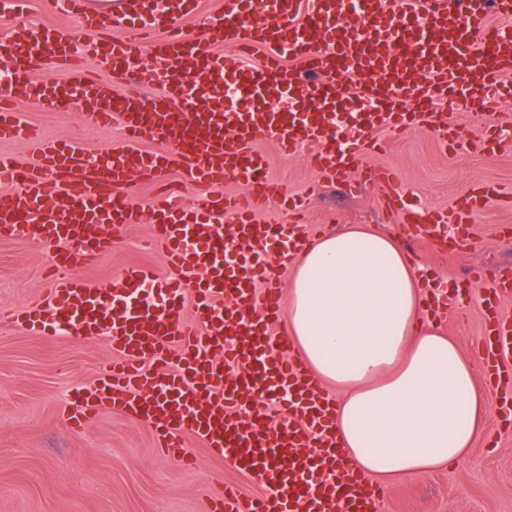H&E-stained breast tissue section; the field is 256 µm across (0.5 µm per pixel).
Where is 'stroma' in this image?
Wrapping results in <instances>:
<instances>
[{"label": "stroma", "instance_id": "obj_1", "mask_svg": "<svg viewBox=\"0 0 512 512\" xmlns=\"http://www.w3.org/2000/svg\"><path fill=\"white\" fill-rule=\"evenodd\" d=\"M0 90L16 97L26 120L46 140L77 135L92 153L126 145L119 128L82 127L80 104L46 112L34 99L21 96L17 85ZM454 111L462 138L495 127L506 138L503 147L452 154L430 130L409 128L395 135L379 131L375 148L364 151L361 164L366 170L396 169L413 197L433 208L450 207L470 184L494 185L498 198L475 217L469 244L457 250L405 239V225L384 208L381 190L367 178L355 185L321 180L309 162V145H301L290 157L271 141L258 149L282 191L293 194L317 185L305 216L308 223L327 231L364 224L400 234L408 256L420 258L439 278L467 283L473 306L449 301L439 322L473 358L483 335L476 301L490 284L468 281V272L475 266L494 273L512 268V236L497 231L498 226L512 225V100L492 115L471 112L462 101ZM150 235L146 223L121 234L112 252L80 268V275L96 285L112 281L130 264L160 268L159 251L144 246ZM51 260L49 249L0 239V306L34 300L48 285ZM109 353L102 340L79 343L0 325V512H204L217 489L212 480L217 472L245 494L257 493L256 484L231 463L210 456L196 439L188 445L199 462L187 469L159 453L146 425L118 413H101L77 432L65 427L60 412L68 394L92 383ZM378 512H512V432L500 431L495 410H488L466 461L384 485Z\"/></svg>", "mask_w": 512, "mask_h": 512}]
</instances>
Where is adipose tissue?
I'll list each match as a JSON object with an SVG mask.
<instances>
[{"label": "adipose tissue", "instance_id": "adipose-tissue-1", "mask_svg": "<svg viewBox=\"0 0 512 512\" xmlns=\"http://www.w3.org/2000/svg\"><path fill=\"white\" fill-rule=\"evenodd\" d=\"M426 306L396 235L351 225L293 259L288 332L315 377L341 392L339 459L373 477L457 465L490 405L460 343L426 323Z\"/></svg>", "mask_w": 512, "mask_h": 512}]
</instances>
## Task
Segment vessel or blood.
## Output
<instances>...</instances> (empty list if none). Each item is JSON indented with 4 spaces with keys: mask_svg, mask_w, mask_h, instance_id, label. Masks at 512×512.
Instances as JSON below:
<instances>
[{
    "mask_svg": "<svg viewBox=\"0 0 512 512\" xmlns=\"http://www.w3.org/2000/svg\"><path fill=\"white\" fill-rule=\"evenodd\" d=\"M161 10L156 0H120L113 18L139 25L141 39L104 36L109 19L65 0L85 37L76 56L58 30L14 27L0 47V67L13 71L42 110L62 107L70 85L83 92V118L121 127L130 148L111 153L108 166L91 165L80 142L40 139L0 96V141L27 144L34 162L22 167L0 156V234L50 245L53 282L23 307H0V324L72 339L103 337L114 356L90 386L76 388L63 419L78 429L110 410L150 427L164 456L186 467L197 459L186 436L231 460L262 488L244 497L220 487L207 512H377L381 492L363 473L337 466L334 399L293 356L283 332V302L273 265H287L311 239L295 224H261L255 214L273 198L289 211L304 196H280L256 150L262 140L288 155L299 142L313 146L311 160L325 177L344 180L359 153L337 139L367 143L370 133L430 125L444 144L457 146L454 125L437 121L439 106L469 102L481 113L500 110L512 96V27H493L490 15L512 16V0H224L205 42L189 39L179 21L182 0ZM226 44L239 54L265 49L260 67L229 65L213 52ZM57 49L67 81L31 79L40 47ZM163 66L139 68L143 49ZM130 77L126 94L90 77L82 59ZM234 80L242 101L225 104L216 87ZM147 86L165 88L162 103L145 99ZM168 143L165 151L139 142ZM181 159L187 183H236L240 194L214 195L183 204L184 190L157 206L112 193L130 173L160 177ZM370 180L411 233L438 242L456 230L468 243L470 226L494 196L475 185L448 209L407 201L394 170ZM150 216L149 247L169 269L160 275L126 266L109 284L74 275L82 261L111 251L113 233ZM233 231L225 233L224 220ZM512 297V275H499L486 318L495 336L483 340V374L509 385L496 408L512 428V319L498 301Z\"/></svg>",
    "mask_w": 512,
    "mask_h": 512,
    "instance_id": "obj_1",
    "label": "vessel or blood"
}]
</instances>
